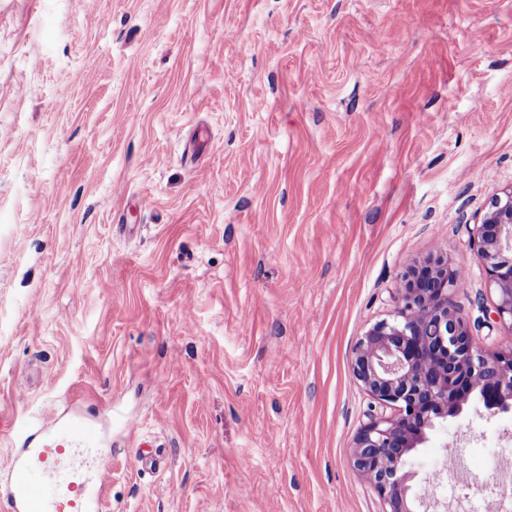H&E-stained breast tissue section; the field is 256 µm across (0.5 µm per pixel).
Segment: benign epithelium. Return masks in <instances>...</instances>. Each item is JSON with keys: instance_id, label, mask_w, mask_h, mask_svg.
<instances>
[{"instance_id": "1", "label": "benign epithelium", "mask_w": 512, "mask_h": 512, "mask_svg": "<svg viewBox=\"0 0 512 512\" xmlns=\"http://www.w3.org/2000/svg\"><path fill=\"white\" fill-rule=\"evenodd\" d=\"M497 296L495 322L512 335V189L496 197L471 235ZM460 273L443 256L411 268L395 288L394 319L358 340L352 372L382 408L358 432L353 466L383 496L389 512H432L434 498L412 490L406 458L436 421L460 414L473 397L492 413L512 411V346L488 354L473 342L452 294Z\"/></svg>"}]
</instances>
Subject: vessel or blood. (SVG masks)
I'll use <instances>...</instances> for the list:
<instances>
[{"label": "vessel or blood", "instance_id": "1", "mask_svg": "<svg viewBox=\"0 0 512 512\" xmlns=\"http://www.w3.org/2000/svg\"><path fill=\"white\" fill-rule=\"evenodd\" d=\"M8 512H102L112 452L96 425L51 418L14 449Z\"/></svg>", "mask_w": 512, "mask_h": 512}]
</instances>
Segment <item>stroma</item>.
I'll return each mask as SVG.
<instances>
[{"label":"stroma","mask_w":512,"mask_h":512,"mask_svg":"<svg viewBox=\"0 0 512 512\" xmlns=\"http://www.w3.org/2000/svg\"><path fill=\"white\" fill-rule=\"evenodd\" d=\"M511 187L512 0H0V487L80 414L103 512H386L354 346L444 255L501 349L470 236ZM492 448L512 413L473 399L409 467L512 508Z\"/></svg>","instance_id":"stroma-1"}]
</instances>
